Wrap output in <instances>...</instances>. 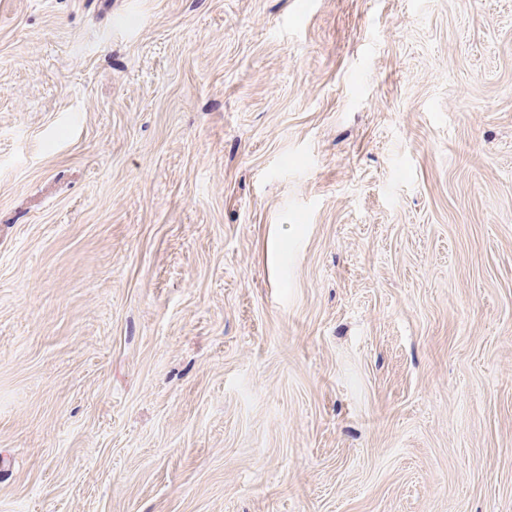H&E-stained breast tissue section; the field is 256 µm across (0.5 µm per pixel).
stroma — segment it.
<instances>
[{
  "mask_svg": "<svg viewBox=\"0 0 512 512\" xmlns=\"http://www.w3.org/2000/svg\"><path fill=\"white\" fill-rule=\"evenodd\" d=\"M0 512H512V0H0Z\"/></svg>",
  "mask_w": 512,
  "mask_h": 512,
  "instance_id": "35a3bbf8",
  "label": "stroma"
}]
</instances>
